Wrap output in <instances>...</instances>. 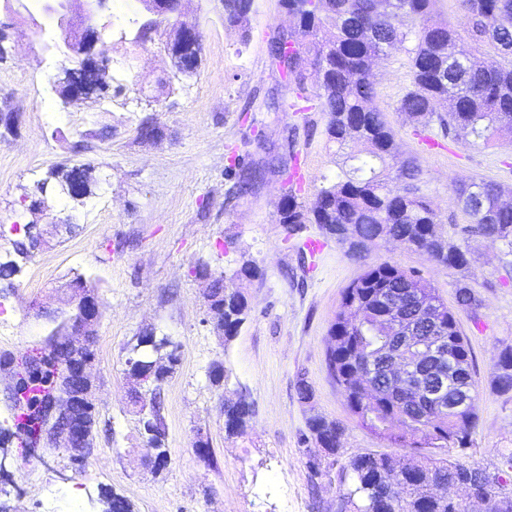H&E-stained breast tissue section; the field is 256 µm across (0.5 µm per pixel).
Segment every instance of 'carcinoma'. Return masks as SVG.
<instances>
[{
  "mask_svg": "<svg viewBox=\"0 0 512 512\" xmlns=\"http://www.w3.org/2000/svg\"><path fill=\"white\" fill-rule=\"evenodd\" d=\"M458 2L472 40L491 45L502 64L487 65L458 49L457 32L435 18V0H399L384 14L374 10L377 0H280L295 27L273 42L274 62L288 73L297 98L312 103L304 110L326 115L325 133L338 149L351 142L364 146L361 153L347 157L349 165L341 169L336 184L320 189L311 209L293 192L284 195L280 223L292 229L317 224L352 247L399 238L442 265H469V250L442 239L434 209L417 194L423 175L418 159H397L393 133L383 112L372 106L375 59L410 42L411 85L398 100V111L425 128L436 124L445 134L463 129L485 143L493 138L512 142V0ZM251 7L252 0H224V20L238 23ZM306 54L318 75L311 91L303 73ZM453 192L470 218V232L512 255V206L502 202L498 184L485 179L456 182ZM222 282L221 274L212 287L224 292V337L230 339L244 322L248 306L242 294L225 291ZM456 299L464 309L480 305L463 285L457 286ZM393 312L422 340L441 344L443 356L426 359L424 371L428 379L444 376L442 403L425 392L418 401L405 398L389 380L391 361L411 353L391 328ZM327 366L349 411L372 432L413 449L432 439L467 447L475 412L458 413L455 404L461 397H477L471 350L437 289L416 273L390 262L369 265L344 289L330 327ZM494 368L497 390L512 391V347L496 354ZM364 385L377 391L368 404L361 400ZM150 397L154 435L147 438V452L164 458L161 384ZM249 416L242 399L224 400L227 434H243ZM307 430L317 447L340 463L347 489L339 512H455L453 499L436 491L441 483L463 486L479 500L492 493L512 500V488L502 475L472 464L414 452L402 460L384 453L348 454L342 442L344 427L321 415L308 418Z\"/></svg>",
  "mask_w": 512,
  "mask_h": 512,
  "instance_id": "cac0c4a2",
  "label": "carcinoma"
}]
</instances>
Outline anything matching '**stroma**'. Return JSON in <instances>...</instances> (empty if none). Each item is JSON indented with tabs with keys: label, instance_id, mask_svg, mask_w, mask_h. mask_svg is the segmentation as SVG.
I'll return each mask as SVG.
<instances>
[{
	"label": "stroma",
	"instance_id": "35a3bbf8",
	"mask_svg": "<svg viewBox=\"0 0 512 512\" xmlns=\"http://www.w3.org/2000/svg\"><path fill=\"white\" fill-rule=\"evenodd\" d=\"M67 14L73 28L90 22L110 32L109 91L72 102L54 85L71 63L57 12L43 0H0V113L16 115L12 133L0 129V263L16 265L0 280V512H105L115 494L134 512H337L338 467L310 439L311 415L340 421L348 448L405 454L357 422L326 363L343 290L382 262L418 272L447 304L460 281L480 299L477 309L455 311L478 391L472 442L425 452L501 464L512 452V392L496 390L493 359L512 347V256L469 232L451 183L483 178L512 190V143L420 130L397 110L410 85L408 54L390 51L373 67L374 104L399 157L420 160V193L443 236L469 249L472 261L452 269L394 240L368 243L356 258L318 225L291 230L279 221L280 166L303 161L298 199L309 206L344 161L327 140L325 114L295 111V94L272 62V42L293 24L279 0H252L240 25L225 21L224 0H181L179 14L159 20L147 40L140 25L151 15L141 0H71ZM180 23L198 28L201 65L179 78L166 44ZM236 162L257 172L242 195ZM72 166L90 171L83 202L37 194L52 170ZM32 223L43 243L18 255L14 243ZM311 238L323 239L322 253L305 249ZM200 262L247 300L232 339L207 314ZM78 277L100 306L90 368L94 448L81 466L70 449L34 438L25 420L38 410L16 391L34 374L55 383L50 337L75 310L70 283ZM149 331L178 347L161 389L167 463L158 470L145 461L126 366L130 346ZM218 364L221 387L211 377ZM302 379L312 390L307 400L297 390ZM228 391L252 405L245 435L224 431ZM198 438L209 456L195 451Z\"/></svg>",
	"mask_w": 512,
	"mask_h": 512
}]
</instances>
